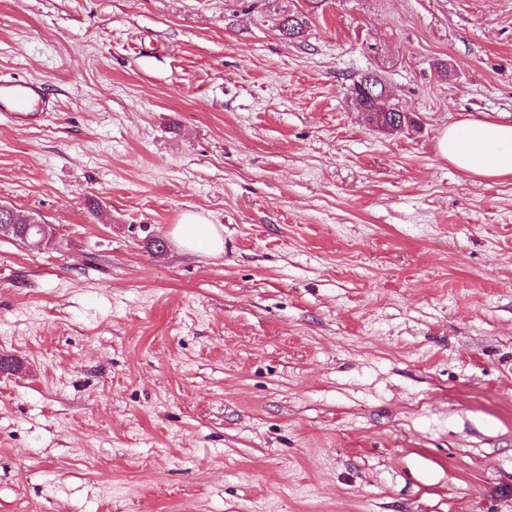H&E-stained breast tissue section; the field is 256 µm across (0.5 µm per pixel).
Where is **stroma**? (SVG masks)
Instances as JSON below:
<instances>
[{"label":"stroma","mask_w":512,"mask_h":512,"mask_svg":"<svg viewBox=\"0 0 512 512\" xmlns=\"http://www.w3.org/2000/svg\"><path fill=\"white\" fill-rule=\"evenodd\" d=\"M0 73L56 102L0 120L54 228L0 238V512H512V176L439 150L512 122V0H0ZM368 74H373L372 79L378 83L377 86L374 84H370L369 80L367 79ZM372 89V94L376 95L379 93L380 90H385V85L381 81V79L377 76V74L372 72H366L360 76L358 80L353 81L352 84L349 85L347 88L348 95L354 99L357 104L363 107V111L361 109V112H366L368 120L370 122H373V116L371 113H373V107H374V100H376L374 97L370 96L367 92V89ZM173 234L188 250H204L210 254L223 251L224 240L211 224H202L199 217L186 215L180 224H176Z\"/></svg>","instance_id":"35a3bbf8"}]
</instances>
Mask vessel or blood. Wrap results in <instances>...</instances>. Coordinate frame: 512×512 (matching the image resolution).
Wrapping results in <instances>:
<instances>
[{
    "label": "vessel or blood",
    "instance_id": "1",
    "mask_svg": "<svg viewBox=\"0 0 512 512\" xmlns=\"http://www.w3.org/2000/svg\"><path fill=\"white\" fill-rule=\"evenodd\" d=\"M54 109L45 81L0 76V117L25 125Z\"/></svg>",
    "mask_w": 512,
    "mask_h": 512
}]
</instances>
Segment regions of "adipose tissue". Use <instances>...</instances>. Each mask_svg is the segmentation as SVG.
Listing matches in <instances>:
<instances>
[{"label":"adipose tissue","instance_id":"obj_1","mask_svg":"<svg viewBox=\"0 0 512 512\" xmlns=\"http://www.w3.org/2000/svg\"><path fill=\"white\" fill-rule=\"evenodd\" d=\"M440 151L473 176H512V124L489 119L461 122L445 131L440 140ZM173 233L191 251L218 254L224 247L219 231L191 214L183 217Z\"/></svg>","mask_w":512,"mask_h":512}]
</instances>
